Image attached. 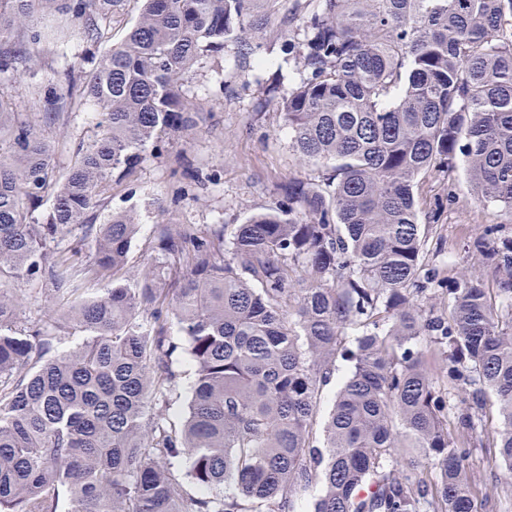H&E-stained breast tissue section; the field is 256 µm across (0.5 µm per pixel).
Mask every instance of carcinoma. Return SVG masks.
Returning a JSON list of instances; mask_svg holds the SVG:
<instances>
[{
  "instance_id": "carcinoma-1",
  "label": "carcinoma",
  "mask_w": 512,
  "mask_h": 512,
  "mask_svg": "<svg viewBox=\"0 0 512 512\" xmlns=\"http://www.w3.org/2000/svg\"><path fill=\"white\" fill-rule=\"evenodd\" d=\"M121 2L0 0V74L38 64L39 33L14 38L36 13L79 21L89 46L35 111L0 95V512H60L63 492L67 512H297L316 480L312 512H473L471 449L512 470V235L483 225L464 246L483 273L449 276L426 260L439 212L420 221L419 190L461 159L512 212V0H293L280 38L303 76L277 110L319 182L288 176L243 224H157L133 275L136 211L99 219L112 184L199 127L184 81L204 54L231 43L260 65L276 41L255 39L259 0H141L98 59ZM83 99L101 120L62 176L41 127ZM36 289L61 317L18 321ZM173 327L194 368L179 427ZM349 363L337 359L335 373L329 383L323 387L319 403V419L323 420L332 408L336 391L349 374Z\"/></svg>"
}]
</instances>
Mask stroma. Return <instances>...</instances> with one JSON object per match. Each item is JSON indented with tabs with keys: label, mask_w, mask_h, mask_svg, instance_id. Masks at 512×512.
<instances>
[{
	"label": "stroma",
	"mask_w": 512,
	"mask_h": 512,
	"mask_svg": "<svg viewBox=\"0 0 512 512\" xmlns=\"http://www.w3.org/2000/svg\"><path fill=\"white\" fill-rule=\"evenodd\" d=\"M35 27L43 34L40 69L0 77V94L11 97L20 112L31 111L36 94L55 83L59 72L80 59L86 48L77 27L65 19L43 16ZM274 73L279 74L280 90L285 93L298 82L300 67L280 47L266 55L261 67H242L231 46L202 58L184 89L203 106L206 122L194 137L175 140L168 154L146 156L133 186L112 191L111 208L133 209L141 218L130 251L131 269L141 264L158 222L187 216L197 224H238L273 202L276 184L288 173L317 178V166L299 164L276 107L257 90V78ZM98 120V107L82 105L70 114L67 124L45 126L43 133L53 144L74 143L90 135ZM180 155L199 168L218 172L191 198L182 196V182L174 173ZM422 196V210H440L439 222L425 242L429 261H449L459 271L470 269L474 260L462 244L479 225L501 224L512 232V214L479 201L465 168H457L449 177L429 178ZM441 240L454 246L453 254L437 253ZM468 469L476 512H512V472L494 462L491 449L473 448Z\"/></svg>",
	"instance_id": "obj_1"
}]
</instances>
